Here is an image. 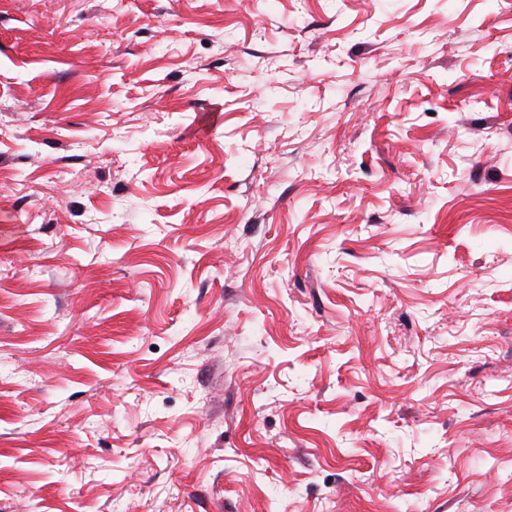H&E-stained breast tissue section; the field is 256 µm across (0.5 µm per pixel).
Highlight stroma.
Here are the masks:
<instances>
[{"label":"stroma","instance_id":"obj_1","mask_svg":"<svg viewBox=\"0 0 512 512\" xmlns=\"http://www.w3.org/2000/svg\"><path fill=\"white\" fill-rule=\"evenodd\" d=\"M0 512H512V0H0Z\"/></svg>","mask_w":512,"mask_h":512}]
</instances>
